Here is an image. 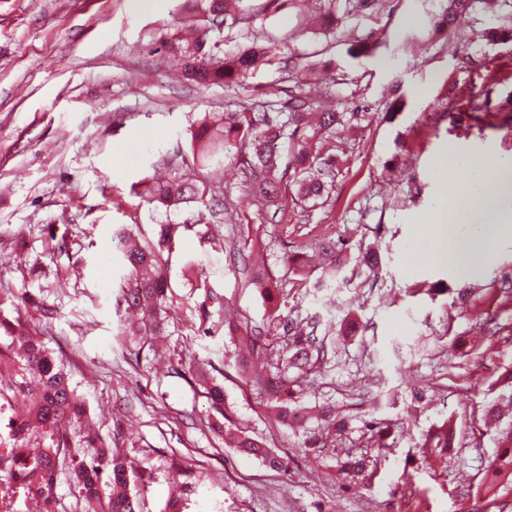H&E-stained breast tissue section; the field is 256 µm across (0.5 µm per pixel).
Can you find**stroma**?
Segmentation results:
<instances>
[{"label":"stroma","instance_id":"stroma-1","mask_svg":"<svg viewBox=\"0 0 512 512\" xmlns=\"http://www.w3.org/2000/svg\"><path fill=\"white\" fill-rule=\"evenodd\" d=\"M257 34H295L298 52H318L332 82L329 99L344 119L336 145L335 187L315 209L289 205L270 223L225 159L207 180L233 211L222 224L223 251L196 225L167 260L176 306L164 342L120 333L116 301L124 270L113 233L119 225L153 236L155 226L190 217L131 196L154 168L180 176L173 160L205 112L230 102L274 99L285 88L279 64L250 75L245 86L202 87L174 78L176 62L154 38L178 15V0H0V299L41 291L58 314L42 340L71 374L89 424L111 448L139 460L136 485L143 512H164L179 498L185 512H467L481 501L496 452L484 409L512 369V237L496 244L493 262L473 257L458 272L429 260L423 232L429 216L461 186L466 160L512 164V41L483 38L490 27L512 31V10L491 15L475 6L449 37L431 24L446 0H388L375 14L338 0L335 36L296 35L294 11L252 0ZM374 31V57L346 53L348 35ZM486 92L478 118L470 99ZM479 98V97H478ZM404 101L396 116L388 110ZM66 236L67 254L51 252V235ZM325 237L350 254L375 247V275L346 264L333 286L286 288L282 310L311 317L319 329L355 315L348 341L330 338L326 364L302 386L307 402L349 416L347 442L312 455L275 420L270 393L234 365L238 339L204 335L199 304L241 316L257 329L256 349L274 361L269 311L244 268L262 256L279 275L286 246L306 249ZM203 269L207 289L191 287L187 267ZM38 279H31V271ZM213 366L224 405L242 430L281 457L272 470L237 453L208 427L202 387L174 365ZM422 390L423 401L411 398ZM392 422L386 449L370 448L363 423ZM452 424L460 445L451 453L425 444L428 431ZM376 459L372 479L350 478L348 453Z\"/></svg>","mask_w":512,"mask_h":512}]
</instances>
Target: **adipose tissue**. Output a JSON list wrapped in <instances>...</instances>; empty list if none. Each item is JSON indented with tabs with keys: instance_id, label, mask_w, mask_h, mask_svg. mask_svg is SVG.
<instances>
[{
	"instance_id": "ef3b65f1",
	"label": "adipose tissue",
	"mask_w": 512,
	"mask_h": 512,
	"mask_svg": "<svg viewBox=\"0 0 512 512\" xmlns=\"http://www.w3.org/2000/svg\"><path fill=\"white\" fill-rule=\"evenodd\" d=\"M467 169L460 199L436 213L425 228L433 253L442 262L452 253L466 258L479 254L492 261V240L512 228V167L502 165L489 174L482 162L473 160ZM489 177L495 180L491 193L484 189Z\"/></svg>"
}]
</instances>
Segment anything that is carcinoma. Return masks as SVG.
Here are the masks:
<instances>
[{"label":"carcinoma","mask_w":512,"mask_h":512,"mask_svg":"<svg viewBox=\"0 0 512 512\" xmlns=\"http://www.w3.org/2000/svg\"><path fill=\"white\" fill-rule=\"evenodd\" d=\"M188 16L177 19L159 39L161 48L178 60L181 77L201 86L221 84L241 87L248 75L274 62L283 39L265 36L247 39L232 47H224V29L249 23L247 0H189ZM480 0H448V9L437 22L436 30L448 32L458 12L467 11ZM377 49L373 33L350 41L348 54L368 56ZM285 79L293 86L284 90L285 97L275 112H258L256 107L206 112L190 132L189 149L193 164L200 170L215 168L226 158L236 160L244 171L259 169L265 177L250 186L259 205L279 213L292 193L301 202L314 207L327 200L334 187L336 159L331 153L329 137L341 123L340 112L317 111L315 97L306 89L316 80H329L326 67H318L305 54L281 58ZM139 197L168 209L189 208L205 204L210 185L204 179L189 181L182 177H145L140 183ZM204 223L197 215L178 224H160L155 237L136 239L125 228L113 233L123 255L131 279L137 287L125 288L117 305L127 317L123 332L127 336L159 335L167 325L166 313L174 307L172 287L165 268L164 254L171 252L176 235L196 224ZM324 257L323 274L310 281L306 251L292 250L283 255L288 282L294 288L330 285L336 267L343 262V249L331 238L315 242ZM249 282L262 288L265 301L271 303L280 295V281L264 266L248 268ZM15 316L0 313V355L14 368V377L0 383V422L8 430L9 443L0 448V502L6 503L16 490L43 502L44 512H52L56 476L66 470L77 489L81 512H141L139 494L129 490L130 477L137 472L136 463L126 455L111 453L109 445L97 434L77 427L86 415V406L70 386L67 374L53 353L39 339L35 328H26L22 314L35 311L43 319H51L55 310L26 290L12 300ZM270 326L283 337L278 348L275 372L260 373L270 394L275 397V418L290 428L297 425L295 413L302 420L313 414L326 423L327 432H312L303 447L320 452L329 443L341 444L348 438V417L314 404L295 406V383L326 361L325 339L317 335V326L299 313L283 312L272 307ZM194 377L210 400L211 409L224 418L220 428L232 442V448L260 458L273 470L282 468L281 459L266 445L232 427L224 413V388L201 367H184ZM26 398L28 408L22 418L12 415V399ZM512 405V391L499 394L486 411L497 429V451L492 465L491 485L485 492V505L497 500V481L512 477V424L501 422L500 406ZM436 448L455 447L456 432L442 425L430 434ZM38 447H30L31 440ZM93 452L86 453L84 449ZM356 477L369 475L365 458H347L342 465Z\"/></svg>","instance_id":"1"}]
</instances>
